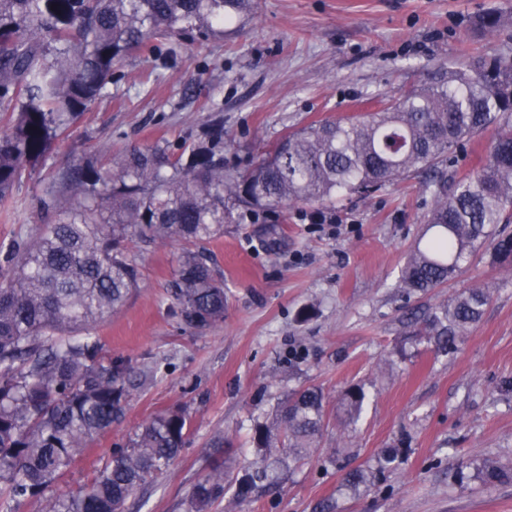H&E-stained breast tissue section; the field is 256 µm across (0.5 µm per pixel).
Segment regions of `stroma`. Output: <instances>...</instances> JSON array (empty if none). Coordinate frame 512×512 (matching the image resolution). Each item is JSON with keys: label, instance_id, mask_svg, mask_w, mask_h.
<instances>
[{"label": "stroma", "instance_id": "stroma-1", "mask_svg": "<svg viewBox=\"0 0 512 512\" xmlns=\"http://www.w3.org/2000/svg\"><path fill=\"white\" fill-rule=\"evenodd\" d=\"M497 11L507 24L481 35L475 19ZM170 53L127 56L111 94L57 140L0 206V244L33 234L43 219L36 195L82 154L197 143L213 119L224 124V163L246 167L284 133L365 112L373 101L421 84L426 71L477 51L512 47V0H255L249 18L208 39L176 37ZM494 129L468 139L450 175L487 161ZM431 205L419 176L336 205L290 208L277 224L224 227L208 243L224 277V320L183 325L169 308L179 246L142 247L143 279L127 304L97 324L106 357L135 370L159 366L60 481L78 492L126 444L134 428L179 405L190 431L178 458L129 499L127 512H187L208 456L232 470L256 456L250 436L272 421L294 389L326 396L315 452L276 486L211 512H512V269L479 248L442 287L409 293L397 282ZM488 289L481 320L435 353L417 330L425 313L467 288ZM351 384L367 394L356 424L336 412ZM396 469L351 489L349 470L375 466L385 451ZM492 459L508 478L483 481Z\"/></svg>", "mask_w": 512, "mask_h": 512}]
</instances>
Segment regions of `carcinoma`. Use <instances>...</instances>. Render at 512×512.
<instances>
[{
    "instance_id": "1",
    "label": "carcinoma",
    "mask_w": 512,
    "mask_h": 512,
    "mask_svg": "<svg viewBox=\"0 0 512 512\" xmlns=\"http://www.w3.org/2000/svg\"><path fill=\"white\" fill-rule=\"evenodd\" d=\"M253 0H0V204L8 203L81 114L112 84L133 51L158 50L173 35L216 36L251 12ZM504 17L485 13L475 26L495 34ZM493 127L488 163L448 182L461 140ZM428 175L431 208L424 244L413 250L400 287L428 291L454 279L487 239L492 263L512 267V53L470 55L435 69L420 87L378 101L371 112L289 132L247 168L224 165V126L176 154L165 146L133 148L104 162L83 155L37 198L49 223L0 247V512H19L39 497L45 512H124L127 500L180 455L190 420L180 407L138 425L123 448L78 493L55 486L92 438L112 427L133 391L155 370L132 371L102 355L90 335L139 287L138 244L176 241L182 250L169 307L187 326L224 319V278L201 244L224 225L286 216L298 205L334 204L371 195L415 174ZM488 294L471 288L423 320L435 351L450 354L479 321ZM366 394L349 387L342 408L359 420ZM326 424L319 387L294 390L275 419L256 428L259 457L228 478L212 460L192 488L189 512H209L224 495L239 502L304 461ZM386 452L376 469L347 472L350 485L393 467Z\"/></svg>"
}]
</instances>
